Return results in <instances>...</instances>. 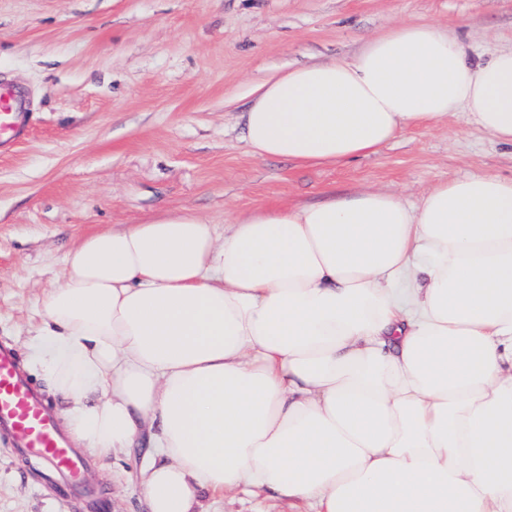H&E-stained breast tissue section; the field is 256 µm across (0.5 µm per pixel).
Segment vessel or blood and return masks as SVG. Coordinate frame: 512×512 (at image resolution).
I'll list each match as a JSON object with an SVG mask.
<instances>
[{
    "instance_id": "obj_1",
    "label": "vessel or blood",
    "mask_w": 512,
    "mask_h": 512,
    "mask_svg": "<svg viewBox=\"0 0 512 512\" xmlns=\"http://www.w3.org/2000/svg\"><path fill=\"white\" fill-rule=\"evenodd\" d=\"M27 135L25 114L15 91L0 84V153ZM0 427L13 433L16 444L44 466L67 478L70 494L93 497L84 486L85 461L58 429L53 411L17 367L13 349L0 346Z\"/></svg>"
}]
</instances>
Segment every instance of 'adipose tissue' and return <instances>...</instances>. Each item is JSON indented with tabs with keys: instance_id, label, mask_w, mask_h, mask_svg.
Masks as SVG:
<instances>
[{
	"instance_id": "obj_1",
	"label": "adipose tissue",
	"mask_w": 512,
	"mask_h": 512,
	"mask_svg": "<svg viewBox=\"0 0 512 512\" xmlns=\"http://www.w3.org/2000/svg\"><path fill=\"white\" fill-rule=\"evenodd\" d=\"M258 158L332 166L457 111L512 145V51L402 24L251 90ZM29 364L68 434L147 439L149 512L241 487L316 512H512V179L193 213L84 237Z\"/></svg>"
}]
</instances>
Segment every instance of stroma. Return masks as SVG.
<instances>
[{
    "label": "stroma",
    "instance_id": "obj_1",
    "mask_svg": "<svg viewBox=\"0 0 512 512\" xmlns=\"http://www.w3.org/2000/svg\"><path fill=\"white\" fill-rule=\"evenodd\" d=\"M429 21L472 58L512 48V0H0V81L28 135L0 155V344L26 359L42 301L82 238L192 212L224 225L258 204L382 190L411 205L473 173L512 179V147L459 112L338 166L253 157L244 114L276 72L353 57ZM144 447L86 452L104 512H146ZM204 512H311L262 493H201ZM0 512H93L0 431Z\"/></svg>",
    "mask_w": 512,
    "mask_h": 512
}]
</instances>
